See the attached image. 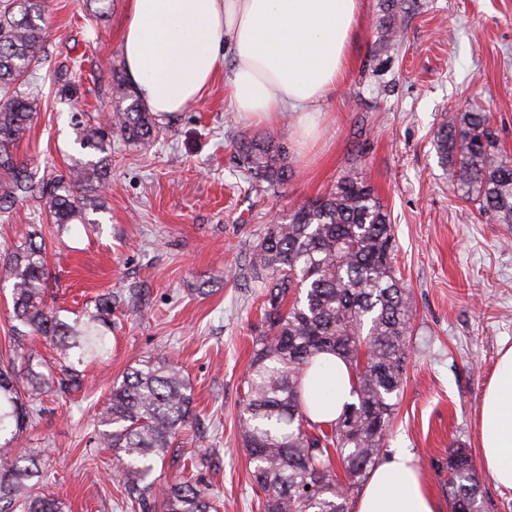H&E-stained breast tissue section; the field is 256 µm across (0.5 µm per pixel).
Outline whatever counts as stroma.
Segmentation results:
<instances>
[{
  "instance_id": "stroma-1",
  "label": "stroma",
  "mask_w": 512,
  "mask_h": 512,
  "mask_svg": "<svg viewBox=\"0 0 512 512\" xmlns=\"http://www.w3.org/2000/svg\"><path fill=\"white\" fill-rule=\"evenodd\" d=\"M129 0H47L49 37L33 79L37 116L14 152L35 179L98 160L77 128L105 123L123 68ZM399 45L380 47L378 0L349 47L347 74L302 137L296 113L257 121L230 112L224 80L160 119L152 142L113 136L105 158L107 210L97 223L46 237L57 305L78 311L97 294L138 287L136 308L112 312L110 353L89 362L81 387L47 395L22 452L45 451L43 485L71 512H127L113 451L95 444L114 382L143 356L165 353L192 386L195 415L179 434L184 457L208 453L199 474L220 512H260L263 496L238 429L252 339L266 331L252 249L275 217L323 195L355 167L377 190L394 229L393 265L413 297L406 379L385 449L410 451L439 512H451L438 463L450 447L480 455L482 394L512 346V225L460 199L436 141L449 113L482 106L512 155V0H417ZM274 136L290 176L249 188L235 147ZM32 200L0 219V254L29 225L48 224ZM10 289H0V357L25 377L28 357L51 361L41 338L17 340Z\"/></svg>"
}]
</instances>
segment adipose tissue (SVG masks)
Returning <instances> with one entry per match:
<instances>
[{
	"mask_svg": "<svg viewBox=\"0 0 512 512\" xmlns=\"http://www.w3.org/2000/svg\"><path fill=\"white\" fill-rule=\"evenodd\" d=\"M361 18L360 0H130L122 35L125 72L141 101L165 117L200 99L230 66L231 111L269 120L286 111L310 118L335 93ZM351 375L319 355L304 379L314 419H336L351 403ZM480 451L492 481L512 489V347L501 351L482 395ZM357 512H438L412 454L401 449L371 470Z\"/></svg>",
	"mask_w": 512,
	"mask_h": 512,
	"instance_id": "ef3b65f1",
	"label": "adipose tissue"
}]
</instances>
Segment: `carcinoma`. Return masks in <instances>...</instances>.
Listing matches in <instances>:
<instances>
[{"instance_id": "carcinoma-1", "label": "carcinoma", "mask_w": 512, "mask_h": 512, "mask_svg": "<svg viewBox=\"0 0 512 512\" xmlns=\"http://www.w3.org/2000/svg\"><path fill=\"white\" fill-rule=\"evenodd\" d=\"M413 0H379V42L400 41ZM45 0H5L0 7V211L32 199L56 235L72 224H96L107 209L102 161L79 162L65 175L38 182L13 152L30 127L37 99L19 87L45 48ZM126 106L113 108L108 128L84 127V149L106 154L112 133L133 143L159 133L132 86L115 74ZM441 162L455 177L461 199L512 224V157L500 146L486 110L474 106L448 117L437 136ZM250 184L273 188L288 180L286 147L272 136L240 140ZM24 243L0 270L11 281L13 318L45 338L61 377L27 363L25 381L0 365V512H68L44 492L43 455L22 457L15 447L41 412L42 397L82 382L79 367L109 354L108 315L117 296L95 303L87 318L68 322L47 302L50 271L42 229L31 225ZM394 233L378 194L354 167L325 194L270 224L253 248L267 333L253 339V356L240 418L241 441L263 489L261 512H350L351 492L385 452L407 365L413 316L410 293L393 266ZM322 353L341 358L354 376V401L326 424L316 422L302 398L303 379ZM191 385L164 354L138 361L112 386L102 407L97 445L111 448L132 512H218L217 499L194 477L156 486L145 482L155 458L165 457L190 419ZM445 491L454 512H487L481 482L464 448L448 449Z\"/></svg>"}]
</instances>
